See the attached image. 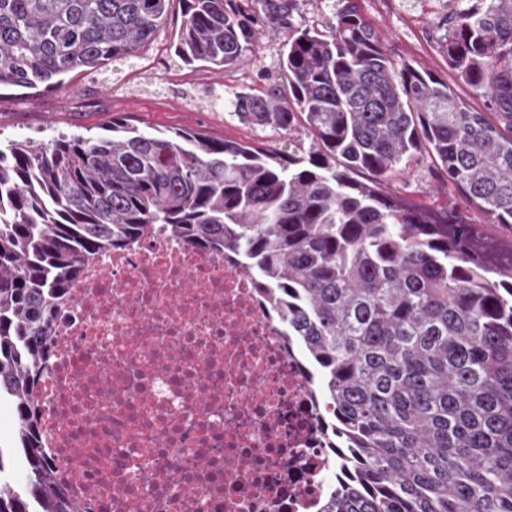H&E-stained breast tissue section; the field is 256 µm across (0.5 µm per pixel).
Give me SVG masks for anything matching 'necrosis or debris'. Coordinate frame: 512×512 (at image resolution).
I'll return each mask as SVG.
<instances>
[{
	"instance_id": "obj_1",
	"label": "necrosis or debris",
	"mask_w": 512,
	"mask_h": 512,
	"mask_svg": "<svg viewBox=\"0 0 512 512\" xmlns=\"http://www.w3.org/2000/svg\"><path fill=\"white\" fill-rule=\"evenodd\" d=\"M53 334L41 440L79 512H319V370L237 254L152 228L87 263Z\"/></svg>"
}]
</instances>
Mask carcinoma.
<instances>
[{
	"label": "carcinoma",
	"mask_w": 512,
	"mask_h": 512,
	"mask_svg": "<svg viewBox=\"0 0 512 512\" xmlns=\"http://www.w3.org/2000/svg\"><path fill=\"white\" fill-rule=\"evenodd\" d=\"M173 0H0V85L57 88L137 58ZM175 53L224 71L276 48L281 83L224 111L288 151L126 116L94 134L0 147V512H78L39 442L35 377L82 262L160 224L240 252L320 368L346 477L324 512H512V245L460 206L382 190L414 165L512 224V0H455L437 40L492 111L384 47L353 0H178ZM310 139L304 148L303 138Z\"/></svg>",
	"instance_id": "1"
}]
</instances>
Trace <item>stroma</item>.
<instances>
[{
	"label": "stroma",
	"instance_id": "obj_1",
	"mask_svg": "<svg viewBox=\"0 0 512 512\" xmlns=\"http://www.w3.org/2000/svg\"><path fill=\"white\" fill-rule=\"evenodd\" d=\"M448 0H357V6L379 27L388 50L418 69L447 81L453 95L476 111H489L486 98L476 96L448 66L431 39L436 19L446 13ZM181 25L172 10L157 40L140 49L134 63L113 66L109 77L90 79L69 73L58 89L0 87V138L49 139L60 132L84 133L129 115L144 129L196 131L240 143L280 145V135L230 120L223 110L201 99L206 87L266 89L276 75L275 52L265 49L228 71L184 65L175 54ZM388 190L414 204L458 201L455 191L440 192L434 179L415 170L389 183Z\"/></svg>",
	"mask_w": 512,
	"mask_h": 512
}]
</instances>
